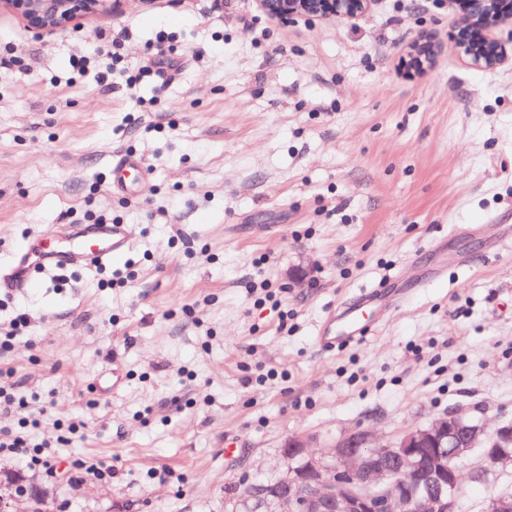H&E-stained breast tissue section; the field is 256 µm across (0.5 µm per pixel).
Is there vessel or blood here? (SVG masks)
<instances>
[{
  "mask_svg": "<svg viewBox=\"0 0 512 512\" xmlns=\"http://www.w3.org/2000/svg\"><path fill=\"white\" fill-rule=\"evenodd\" d=\"M147 183L148 170L137 155H125L113 164V191L123 194L134 187L142 191ZM60 231L68 236V246H53L43 237H33L26 247L14 253L8 273L0 276V289L28 288L38 281V273L42 270L110 260L127 248L132 235L127 224H65ZM374 298V292L370 291L361 295L358 304L344 307L342 326L336 328L332 323H325L320 330V342L328 347H338L362 338L374 325L373 319L364 315L363 307Z\"/></svg>",
  "mask_w": 512,
  "mask_h": 512,
  "instance_id": "1",
  "label": "vessel or blood"
}]
</instances>
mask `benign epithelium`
Wrapping results in <instances>:
<instances>
[{
  "label": "benign epithelium",
  "instance_id": "obj_1",
  "mask_svg": "<svg viewBox=\"0 0 512 512\" xmlns=\"http://www.w3.org/2000/svg\"><path fill=\"white\" fill-rule=\"evenodd\" d=\"M32 29L55 32L76 18L114 10L123 0H6ZM267 16L288 23L297 17L352 21L365 15L376 0H259ZM459 22L448 34L457 54L472 68L491 70L512 58V0H454ZM509 28L508 38L492 35ZM435 63L432 44L418 37L407 47L400 66L409 76ZM467 416L450 411L431 423L409 429L380 445L369 434L342 437L321 455L306 452L303 437L290 440L285 454L288 476L278 490L257 486L239 502L243 512H462L461 472L482 483L512 465V425L490 431L465 424ZM16 474L0 471V512H46L30 503L17 509ZM486 512H512V492L494 495Z\"/></svg>",
  "mask_w": 512,
  "mask_h": 512
}]
</instances>
